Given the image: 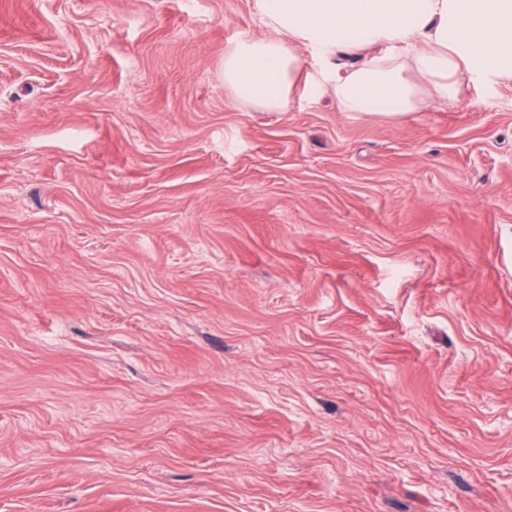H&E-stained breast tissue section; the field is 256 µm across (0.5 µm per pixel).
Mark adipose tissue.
Instances as JSON below:
<instances>
[{
    "instance_id": "adipose-tissue-1",
    "label": "adipose tissue",
    "mask_w": 512,
    "mask_h": 512,
    "mask_svg": "<svg viewBox=\"0 0 512 512\" xmlns=\"http://www.w3.org/2000/svg\"><path fill=\"white\" fill-rule=\"evenodd\" d=\"M266 32L224 51L233 98L267 110L289 99L302 46L326 65L345 112L416 111L417 80L456 101L462 73L512 81V0H254Z\"/></svg>"
}]
</instances>
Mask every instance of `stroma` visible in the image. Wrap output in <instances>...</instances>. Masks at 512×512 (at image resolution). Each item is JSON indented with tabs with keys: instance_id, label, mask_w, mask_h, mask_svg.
I'll use <instances>...</instances> for the list:
<instances>
[{
	"instance_id": "stroma-1",
	"label": "stroma",
	"mask_w": 512,
	"mask_h": 512,
	"mask_svg": "<svg viewBox=\"0 0 512 512\" xmlns=\"http://www.w3.org/2000/svg\"><path fill=\"white\" fill-rule=\"evenodd\" d=\"M252 0H0V512H512V81L234 100Z\"/></svg>"
}]
</instances>
